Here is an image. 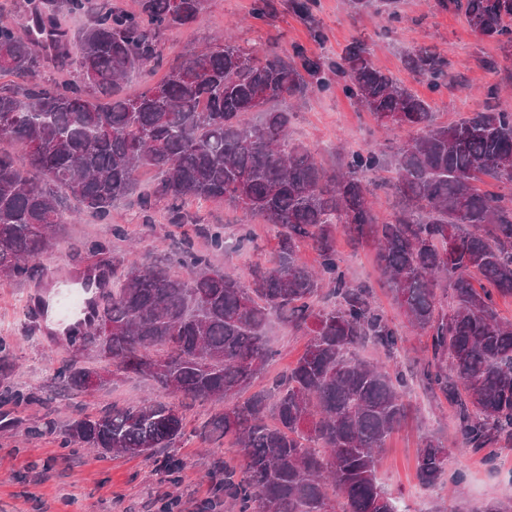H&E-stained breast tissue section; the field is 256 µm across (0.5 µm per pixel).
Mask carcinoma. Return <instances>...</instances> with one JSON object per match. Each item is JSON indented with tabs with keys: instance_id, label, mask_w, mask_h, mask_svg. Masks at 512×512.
<instances>
[{
	"instance_id": "obj_1",
	"label": "carcinoma",
	"mask_w": 512,
	"mask_h": 512,
	"mask_svg": "<svg viewBox=\"0 0 512 512\" xmlns=\"http://www.w3.org/2000/svg\"><path fill=\"white\" fill-rule=\"evenodd\" d=\"M397 0H348L399 20ZM465 14L481 38L512 58V0H436ZM316 0H290L314 40ZM204 0H139L135 12L101 0H25L21 33L0 24V280H25L69 223L73 199L101 220L133 194L140 172L159 180L139 195L149 210L166 202L183 223L189 199L220 201L246 220L277 228L278 262L256 266L249 286L212 268L189 237L178 247L188 276L167 263L131 255L112 259L116 286L98 309L83 348H106L113 371L151 378L163 391L196 401H224L203 434L229 437L237 460L224 464V504L234 512H397L376 476V458L407 419L408 378L357 357L371 344L388 354L401 333L376 306L371 288L353 284L336 251V234L374 246L382 276L407 324L430 338L423 378L457 411L456 435L475 451L512 447V321L499 316L512 298V107L492 100L451 126L434 123L429 105L376 68L353 42L336 59L304 49L258 51L229 39L185 55L139 95H122L134 73L162 63L159 39L197 21ZM64 14H86L77 53ZM50 60L78 76L43 83ZM408 75L434 90L448 81V59L426 47L407 54ZM344 93L407 138L387 153L353 151L338 169L288 139L296 103L310 89ZM258 113L256 123L247 116ZM385 168L397 204L379 219L372 175ZM318 255L310 268L299 243ZM450 293L448 306L437 291ZM332 305L319 307L320 297ZM309 337L304 353L269 389L240 401L267 366L272 317ZM94 368L60 371L67 387L87 390ZM185 433L174 403L145 400L98 415H73L67 435L102 452L139 448L144 457L172 448ZM448 450L427 437L418 451L419 483L435 487Z\"/></svg>"
}]
</instances>
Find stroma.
Instances as JSON below:
<instances>
[{
	"label": "stroma",
	"mask_w": 512,
	"mask_h": 512,
	"mask_svg": "<svg viewBox=\"0 0 512 512\" xmlns=\"http://www.w3.org/2000/svg\"><path fill=\"white\" fill-rule=\"evenodd\" d=\"M276 11L268 20L252 16L254 0H205L198 20L164 35L161 49L173 61L211 42L214 35L232 29L237 42L260 50L277 47L291 51L303 46L312 57L332 58L352 40L368 43L373 64L385 73L407 80L404 55L429 46L448 60L450 80L439 91L423 82L412 89L430 102L435 121L450 125L469 113L484 109L489 85L504 87L503 98L512 103V59L502 60L497 71L478 67L480 57L500 58L496 42L477 36L463 14L444 11L433 0H397L401 17L387 30L383 15L375 11L354 14L344 0H318L315 18L324 33L314 40L310 30L288 7V0H273ZM292 141L308 146L326 167L338 166L346 153L396 145L403 134L383 132L373 116L342 90L309 93L290 128ZM184 224L171 223L164 203L143 211L136 197L116 203L111 218L99 220L82 213L63 225L56 246L37 261L40 276L23 281L0 280V512H164L175 505L179 512H199L213 495L223 475L225 460L234 453L227 439L202 440L200 429L224 407L211 402H186V434L176 447L162 449L153 458L101 453L70 442L65 425L74 409L99 413L127 407L150 397L166 400L165 392L147 378L119 373L99 387L69 392L55 379L57 370L72 362L109 369L94 352L75 356L69 325L59 322L56 303L66 289L77 286L79 272L87 270L86 246L98 242L115 256L135 250L144 260L171 259L183 234H190L195 249L205 250L206 237L196 227L219 228L225 247L211 261L220 270L248 280L255 263L276 260L274 228L252 219L251 238L240 241L239 214L216 201H187ZM121 225L127 237L113 236ZM337 246L350 280L370 286L377 306L395 324L403 319L379 277L372 247L351 243L338 235ZM172 274L186 276L185 267L173 263ZM274 353L269 367L249 388L267 390L268 380L287 371L308 343L279 319L267 329ZM431 355L428 336L404 333L392 364L406 373L410 387L406 401L408 421L395 431L376 463L377 477L396 502L410 512H472L490 502L512 503V447L480 452L461 447L455 437V411L440 392L426 386L422 371ZM440 440L448 450V466L439 483L423 489L416 478L417 450L424 438Z\"/></svg>",
	"instance_id": "35a3bbf8"
}]
</instances>
